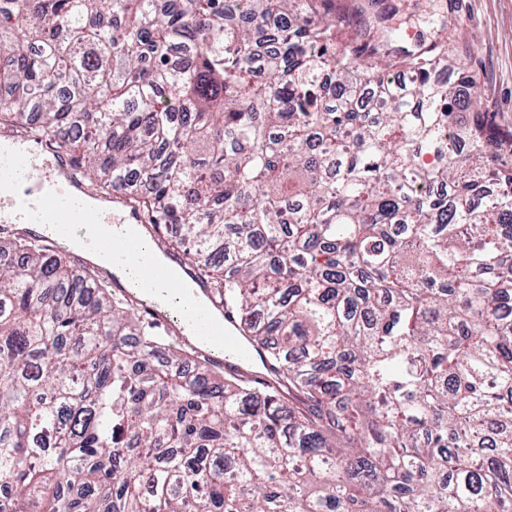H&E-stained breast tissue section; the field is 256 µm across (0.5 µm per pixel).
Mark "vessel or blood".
Wrapping results in <instances>:
<instances>
[{
	"label": "vessel or blood",
	"mask_w": 512,
	"mask_h": 512,
	"mask_svg": "<svg viewBox=\"0 0 512 512\" xmlns=\"http://www.w3.org/2000/svg\"><path fill=\"white\" fill-rule=\"evenodd\" d=\"M87 193V187L74 180L67 159L32 147L25 139L0 137L1 224H16L23 233L64 245L82 263L89 253L108 247L118 250L144 275L130 287L118 272H110L116 292L136 296L138 309L178 343L192 342L212 361L247 371L258 347L237 331L232 312L212 301L191 267L176 259L158 265L157 249L141 245L154 236V228L128 207L125 193H114L107 208L78 207L75 195ZM91 224L102 226V234H88ZM165 286L180 296V311L173 316L158 295Z\"/></svg>",
	"instance_id": "vessel-or-blood-1"
}]
</instances>
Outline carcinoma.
Returning <instances> with one entry per match:
<instances>
[{"label":"carcinoma","mask_w":512,"mask_h":512,"mask_svg":"<svg viewBox=\"0 0 512 512\" xmlns=\"http://www.w3.org/2000/svg\"><path fill=\"white\" fill-rule=\"evenodd\" d=\"M336 0H0V126L175 232L271 383L0 237V512H512V145Z\"/></svg>","instance_id":"obj_1"}]
</instances>
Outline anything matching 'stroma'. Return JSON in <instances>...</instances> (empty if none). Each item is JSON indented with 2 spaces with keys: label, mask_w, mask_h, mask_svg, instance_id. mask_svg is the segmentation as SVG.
<instances>
[{
  "label": "stroma",
  "mask_w": 512,
  "mask_h": 512,
  "mask_svg": "<svg viewBox=\"0 0 512 512\" xmlns=\"http://www.w3.org/2000/svg\"><path fill=\"white\" fill-rule=\"evenodd\" d=\"M336 34L359 39L367 20L383 18L400 42L420 49L445 41L480 87V104L497 130L512 134V0H336Z\"/></svg>",
  "instance_id": "35a3bbf8"
}]
</instances>
